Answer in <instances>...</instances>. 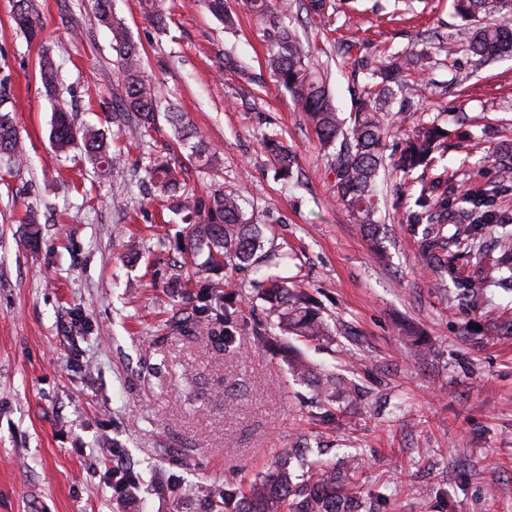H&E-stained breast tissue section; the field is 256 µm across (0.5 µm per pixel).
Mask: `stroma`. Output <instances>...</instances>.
Masks as SVG:
<instances>
[{
	"label": "stroma",
	"instance_id": "stroma-1",
	"mask_svg": "<svg viewBox=\"0 0 512 512\" xmlns=\"http://www.w3.org/2000/svg\"><path fill=\"white\" fill-rule=\"evenodd\" d=\"M224 28L203 0H159L158 30L140 0H115L139 41L161 97L220 149L227 186L287 253L274 274L302 282L326 316L360 340L304 341L317 368L371 388L366 405L325 412L313 388L256 348L258 302L242 301L234 351L216 335L219 311L201 312L204 277L182 288L175 244L183 225L161 222V200L140 174L96 171L56 155L42 56L62 70L76 119L106 127L121 92L118 63L94 0H30L39 28L27 38L0 0V86L32 164L0 167V512H199L193 487L215 493L267 471L296 441L357 449L355 483L373 512H512V336L480 326L481 314L449 310L420 271L418 236L404 221L409 185L381 186L387 257L377 261L333 197L329 161L306 117L266 70L268 44L243 0ZM452 0H359L330 32L296 22L312 66L335 38L349 55L330 86L340 112L354 110L361 59L426 45L434 66L420 106L448 131L443 164L464 189L494 180L499 141H512V54L481 63L451 39L461 25ZM233 50L260 73L257 85L224 71ZM280 133L297 153L301 180L277 181L260 148ZM51 213L29 246L27 209ZM422 327L425 351L403 327ZM139 482L118 497L114 457Z\"/></svg>",
	"mask_w": 512,
	"mask_h": 512
}]
</instances>
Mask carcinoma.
I'll use <instances>...</instances> for the list:
<instances>
[{
	"label": "carcinoma",
	"mask_w": 512,
	"mask_h": 512,
	"mask_svg": "<svg viewBox=\"0 0 512 512\" xmlns=\"http://www.w3.org/2000/svg\"><path fill=\"white\" fill-rule=\"evenodd\" d=\"M262 20L270 45L266 68L290 96L297 111L305 114L329 159L336 202L343 206L359 231L383 255L380 238L382 217L378 187L392 175L419 184L413 204L407 206L405 223L423 226L419 251L423 268L434 287L448 300L449 308L479 309L490 329L512 334V320L491 307L484 290L500 288L512 293V217L497 208V199L512 192V143H503L496 155L500 176L487 187L461 192L457 176L437 169L448 152V133L433 122L416 118V107L426 97L422 56L415 51L397 54L373 70L374 82L363 85L355 112L343 116L336 108L327 73L318 74L309 65L304 44L288 23L301 13L327 27L331 22L329 0H249ZM208 11L227 29L236 18L224 0H205ZM145 17L166 29V16L157 0H142ZM455 12L465 21L455 33V42L471 54L491 59L512 52V0H454ZM98 21L111 34L112 51L119 64L122 96L112 102V125L116 135L151 148L148 137L159 117L173 127L179 150L188 162L215 167L219 151L202 139L184 113L162 109L161 96L145 75L138 42L115 12L114 0H95ZM13 20L19 30L33 36L35 28L28 0H16ZM40 81L54 99L50 139L57 152L74 150L96 168L117 170L126 166L124 156L111 150L104 129L75 122L67 101L59 92V71L49 56L41 58ZM399 109L392 111L393 103ZM11 98L0 92V158L9 170L27 161L9 107ZM400 145L389 144V138ZM279 178L293 172L296 155L276 134L262 142ZM145 177L167 203V209L188 225L179 247L181 267L192 276L224 272V280L208 284L205 299L224 309V348L232 346L237 304L242 299L233 274L259 272L268 266L273 242L245 207L244 196L214 180L203 195L186 182L187 167L172 158L149 154ZM255 298L266 311V319L255 324L253 338L268 348L280 336L326 340L336 335L310 294L290 285L278 275H265L255 283ZM288 372L297 382L317 387L316 399L325 407L333 403H361L368 391L333 372H318L303 354L286 345L281 351ZM308 448H297L280 461L275 470L256 476L246 489L224 487V502L234 512H355L359 507L352 489L353 473L363 465L357 452H348L341 464L316 457L305 459Z\"/></svg>",
	"instance_id": "cac0c4a2"
}]
</instances>
